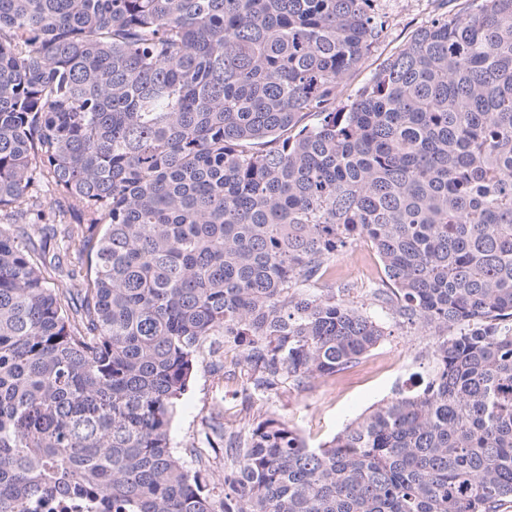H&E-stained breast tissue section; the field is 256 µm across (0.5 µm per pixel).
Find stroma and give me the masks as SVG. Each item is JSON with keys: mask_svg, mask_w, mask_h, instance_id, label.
<instances>
[{"mask_svg": "<svg viewBox=\"0 0 512 512\" xmlns=\"http://www.w3.org/2000/svg\"><path fill=\"white\" fill-rule=\"evenodd\" d=\"M389 26L355 73L348 93L362 86L382 61L402 47L415 29L442 12H454V0H379ZM314 295L343 292L363 313L379 323L383 340L353 368L307 388L287 382L276 391L252 388L249 367L239 348L226 346L223 356L201 357L175 416L172 437L187 466H195L191 448L205 447V434L216 425L232 431L260 415L288 420L309 445L330 441L347 424L392 395L395 385L411 387L433 368L430 339L381 301L389 285L372 243L360 240L333 258L322 278L304 285Z\"/></svg>", "mask_w": 512, "mask_h": 512, "instance_id": "obj_1", "label": "stroma"}]
</instances>
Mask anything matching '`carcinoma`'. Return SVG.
<instances>
[{
    "instance_id": "1",
    "label": "carcinoma",
    "mask_w": 512,
    "mask_h": 512,
    "mask_svg": "<svg viewBox=\"0 0 512 512\" xmlns=\"http://www.w3.org/2000/svg\"><path fill=\"white\" fill-rule=\"evenodd\" d=\"M388 24L378 0H0V512L512 502V0L419 27L342 100ZM359 239L432 374L317 447L252 419L214 493L171 435L198 358L238 346L262 390L355 366L383 327L300 284Z\"/></svg>"
}]
</instances>
